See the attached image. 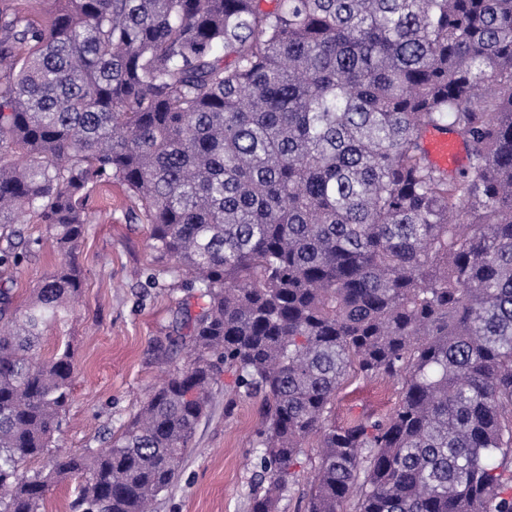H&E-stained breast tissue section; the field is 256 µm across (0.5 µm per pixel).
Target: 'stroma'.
Here are the masks:
<instances>
[{
  "label": "stroma",
  "mask_w": 512,
  "mask_h": 512,
  "mask_svg": "<svg viewBox=\"0 0 512 512\" xmlns=\"http://www.w3.org/2000/svg\"><path fill=\"white\" fill-rule=\"evenodd\" d=\"M89 209L92 222L76 252L83 287L65 320L48 326L42 339L43 353L64 340L74 350L73 400L56 436L57 449L72 453L107 445L152 387L184 363V353L170 340L182 307L196 301L195 289L182 277L160 274L150 226L124 186L91 187ZM57 262L47 249L27 257L11 274L16 307H24ZM399 392L389 380L349 377L336 394L335 421L342 426L364 412L389 413ZM263 411L261 395L236 389L232 374L220 376L180 475L155 500L154 512H250L259 474L253 442ZM316 464V449H303L279 512H305Z\"/></svg>",
  "instance_id": "obj_1"
}]
</instances>
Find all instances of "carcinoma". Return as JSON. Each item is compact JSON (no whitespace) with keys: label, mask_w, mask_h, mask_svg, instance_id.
<instances>
[{"label":"carcinoma","mask_w":512,"mask_h":512,"mask_svg":"<svg viewBox=\"0 0 512 512\" xmlns=\"http://www.w3.org/2000/svg\"><path fill=\"white\" fill-rule=\"evenodd\" d=\"M57 4L0 8V270L61 256L24 309L0 290V512L67 479L71 512H151L223 370L265 398L250 512H278L312 438L306 512H512V0ZM430 128L465 168L428 161ZM112 181L198 289L191 360L106 447L60 454L74 353L39 339ZM351 373L401 384L394 411L336 426Z\"/></svg>","instance_id":"obj_1"}]
</instances>
